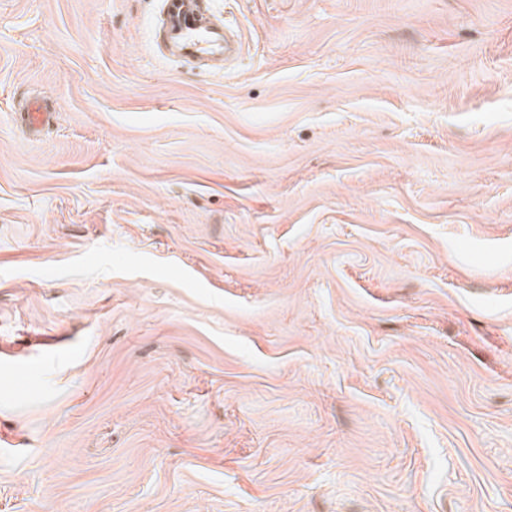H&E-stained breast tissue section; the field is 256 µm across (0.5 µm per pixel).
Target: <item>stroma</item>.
I'll return each instance as SVG.
<instances>
[{"mask_svg":"<svg viewBox=\"0 0 512 512\" xmlns=\"http://www.w3.org/2000/svg\"><path fill=\"white\" fill-rule=\"evenodd\" d=\"M158 6L0 0V512H512V0ZM161 5L162 42L172 56L222 69L242 55L229 21L208 14L202 0H162ZM55 112L51 111L38 98L30 100L24 106V112L21 117L25 121L29 132L39 133L45 125L50 124L51 119L55 118Z\"/></svg>","mask_w":512,"mask_h":512,"instance_id":"35a3bbf8","label":"stroma"}]
</instances>
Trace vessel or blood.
<instances>
[{
    "mask_svg": "<svg viewBox=\"0 0 512 512\" xmlns=\"http://www.w3.org/2000/svg\"><path fill=\"white\" fill-rule=\"evenodd\" d=\"M161 12L162 42L171 55L209 63L216 69L241 56L243 45L229 21L208 14L202 0H162ZM53 117V111L36 98L25 105L22 114L32 133L40 132Z\"/></svg>",
    "mask_w": 512,
    "mask_h": 512,
    "instance_id": "b4317fda",
    "label": "vessel or blood"
}]
</instances>
